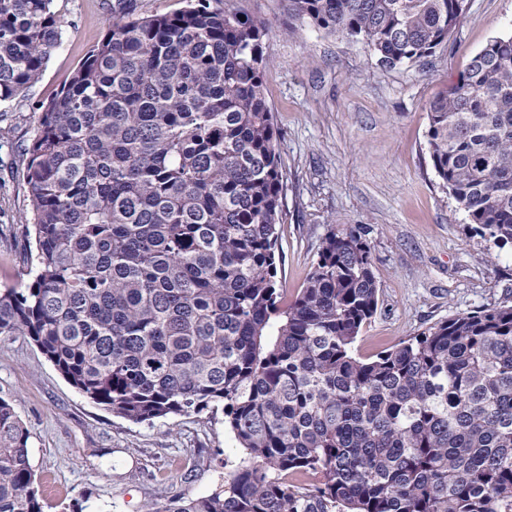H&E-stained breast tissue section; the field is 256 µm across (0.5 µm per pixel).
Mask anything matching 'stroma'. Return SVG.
I'll return each instance as SVG.
<instances>
[{"label":"stroma","mask_w":512,"mask_h":512,"mask_svg":"<svg viewBox=\"0 0 512 512\" xmlns=\"http://www.w3.org/2000/svg\"><path fill=\"white\" fill-rule=\"evenodd\" d=\"M269 21L264 92L279 128L286 216L278 286L303 287L326 235L359 228L380 300L356 342L372 358L456 313L512 300V255L491 261L471 237L429 156L428 104L488 41L512 31V0H469L459 26L423 63L378 65L369 47L289 20L287 0H221ZM186 0H54L62 41L41 78L0 104V289L29 282L24 148L37 104L102 40L106 21L170 14ZM0 397L30 433L43 512H144L148 502L210 494L246 460L223 415L136 424L77 392L24 336H0Z\"/></svg>","instance_id":"1"}]
</instances>
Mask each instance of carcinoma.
Instances as JSON below:
<instances>
[{
  "instance_id": "obj_1",
  "label": "carcinoma",
  "mask_w": 512,
  "mask_h": 512,
  "mask_svg": "<svg viewBox=\"0 0 512 512\" xmlns=\"http://www.w3.org/2000/svg\"><path fill=\"white\" fill-rule=\"evenodd\" d=\"M54 0H0V103L62 38ZM465 0H288L384 68L448 39ZM188 0L108 21L25 148L18 218L31 281L0 291V336H27L83 397L133 423L224 415L247 462L204 496L148 512H512V301L454 314L373 359L370 246L323 239L282 305L279 130L267 21ZM436 176L472 236L512 250V33L428 106ZM30 435L0 398V512H43Z\"/></svg>"
}]
</instances>
